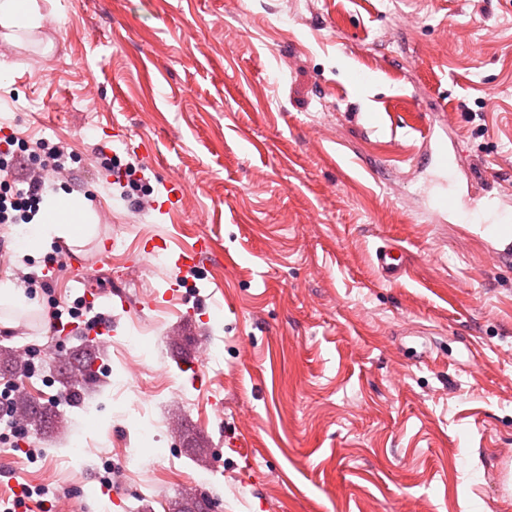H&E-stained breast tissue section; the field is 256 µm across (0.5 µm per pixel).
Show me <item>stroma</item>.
I'll return each instance as SVG.
<instances>
[{"mask_svg":"<svg viewBox=\"0 0 512 512\" xmlns=\"http://www.w3.org/2000/svg\"><path fill=\"white\" fill-rule=\"evenodd\" d=\"M52 9L23 45L0 38V152L35 168L37 141L65 143L52 190L91 202L92 234L74 246L79 269L6 234L0 281L51 278L28 309L0 305V344L72 351L73 318L53 332L43 313L53 297L93 318L88 289L111 299L112 327L94 352L104 386L66 408L67 432L0 445V498L20 481L47 491L32 512L89 487L84 512H172L191 490L215 512H512L492 476L512 450V256L474 218L492 190L512 201V0ZM429 133L473 217L436 213L442 175L416 160ZM105 155L138 170H108ZM478 166L494 188L470 179ZM173 178L187 185L175 213L142 208ZM200 235L211 262L176 267ZM154 237L168 250L144 255ZM390 243L407 263L395 282L374 267ZM157 448L175 473L102 486Z\"/></svg>","mask_w":512,"mask_h":512,"instance_id":"obj_1","label":"stroma"}]
</instances>
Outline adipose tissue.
Returning a JSON list of instances; mask_svg holds the SVG:
<instances>
[{"label":"adipose tissue","mask_w":512,"mask_h":512,"mask_svg":"<svg viewBox=\"0 0 512 512\" xmlns=\"http://www.w3.org/2000/svg\"><path fill=\"white\" fill-rule=\"evenodd\" d=\"M45 0H0V27L19 35L39 29ZM91 216L90 202L79 195H43L32 217L34 226L26 240L25 251L50 249L54 240H74L87 231Z\"/></svg>","instance_id":"1"}]
</instances>
